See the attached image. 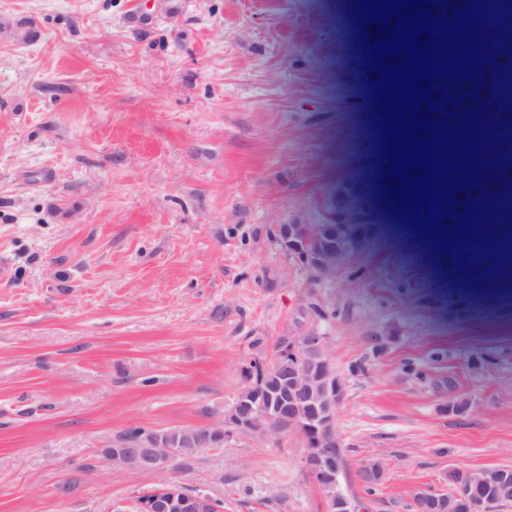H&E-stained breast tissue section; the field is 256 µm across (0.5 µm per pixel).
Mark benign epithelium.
Here are the masks:
<instances>
[{"mask_svg": "<svg viewBox=\"0 0 512 512\" xmlns=\"http://www.w3.org/2000/svg\"><path fill=\"white\" fill-rule=\"evenodd\" d=\"M336 208L324 206L325 217L317 224H280L275 237L288 253L314 275L330 277L359 251L355 225L373 223L369 207L351 205L341 194L333 197ZM264 378L250 383L224 412V426L203 433L197 447L212 448L224 438V428L258 435L288 429L307 440V468L325 490L330 512H353L350 500L340 489L343 464L333 449L341 447L336 435V406L342 388L324 337L308 333L290 342L273 366L260 363ZM180 456L177 448H165L158 437L142 440L112 451L114 466L168 472ZM362 483L372 485L383 478L382 464L372 461L359 471ZM448 484L455 491L448 497L429 493L419 512H486L492 500L512 495V471L480 473L448 470ZM140 512H209L207 496L188 495L172 481L150 498L136 502Z\"/></svg>", "mask_w": 512, "mask_h": 512, "instance_id": "7a95c632", "label": "benign epithelium"}]
</instances>
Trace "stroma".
<instances>
[{"mask_svg": "<svg viewBox=\"0 0 512 512\" xmlns=\"http://www.w3.org/2000/svg\"><path fill=\"white\" fill-rule=\"evenodd\" d=\"M352 9L0 0V512H111L167 478L224 512H328L295 430L231 431L168 476L100 458L131 428L223 425L251 363L309 332L355 512L512 467L511 282L386 216L329 278L274 237L380 162Z\"/></svg>", "mask_w": 512, "mask_h": 512, "instance_id": "35a3bbf8", "label": "stroma"}]
</instances>
